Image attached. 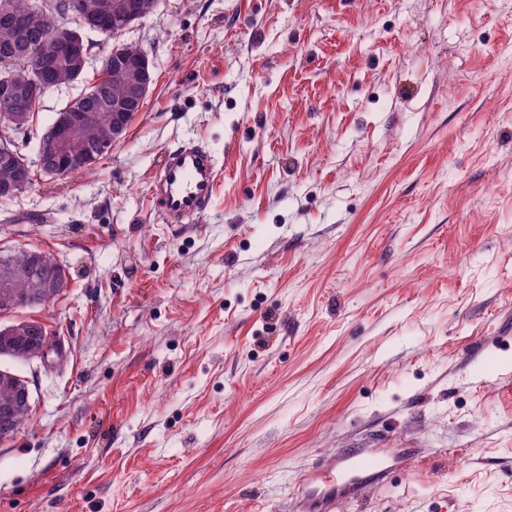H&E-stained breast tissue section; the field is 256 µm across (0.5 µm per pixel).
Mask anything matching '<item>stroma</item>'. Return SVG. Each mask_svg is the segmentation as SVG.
Returning <instances> with one entry per match:
<instances>
[{"instance_id":"35a3bbf8","label":"stroma","mask_w":512,"mask_h":512,"mask_svg":"<svg viewBox=\"0 0 512 512\" xmlns=\"http://www.w3.org/2000/svg\"><path fill=\"white\" fill-rule=\"evenodd\" d=\"M123 40V138L0 202V249L67 277L0 315L60 341L0 360L33 393L0 512H291L342 448L417 454L352 512H512V0H158ZM189 139L221 181L177 226L150 185Z\"/></svg>"}]
</instances>
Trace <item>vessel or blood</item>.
Returning a JSON list of instances; mask_svg holds the SVG:
<instances>
[{"label": "vessel or blood", "instance_id": "1", "mask_svg": "<svg viewBox=\"0 0 512 512\" xmlns=\"http://www.w3.org/2000/svg\"><path fill=\"white\" fill-rule=\"evenodd\" d=\"M218 185V163L203 145L190 142L170 150L160 174L151 184L157 209L174 223L199 219L214 203ZM340 484L318 485L309 471L298 478L293 494L296 512H347L351 488L370 479H380L388 461L354 448L339 450Z\"/></svg>", "mask_w": 512, "mask_h": 512}]
</instances>
